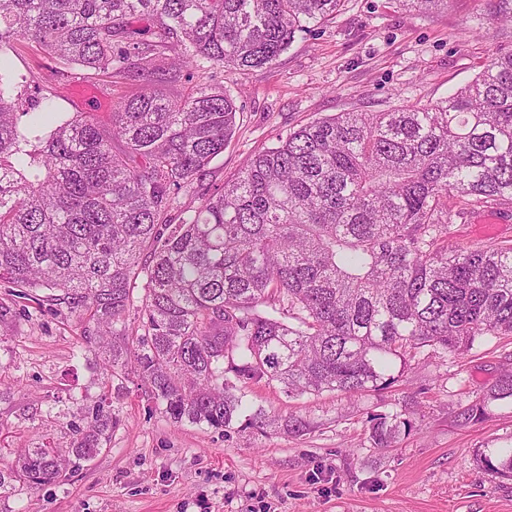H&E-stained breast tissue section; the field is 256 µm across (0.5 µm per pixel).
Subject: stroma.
Instances as JSON below:
<instances>
[{
	"label": "stroma",
	"mask_w": 512,
	"mask_h": 512,
	"mask_svg": "<svg viewBox=\"0 0 512 512\" xmlns=\"http://www.w3.org/2000/svg\"><path fill=\"white\" fill-rule=\"evenodd\" d=\"M480 0H451L420 14L402 0H344L335 19L297 36L271 66L214 67L168 84L171 96L217 83L240 111L223 154L210 165L203 191L230 180L247 157L318 117L338 112H390L436 103L471 82L498 54L512 52V29L473 28ZM8 61L0 84L23 94L28 108L104 116L144 83L87 77L31 44L0 46ZM512 244V212L485 204L457 215L449 248ZM0 301L17 316L0 326V467L17 451L61 441L72 412L105 397L119 418L106 450L57 484L0 499V512H512V479L480 469V448L512 445V406L468 423L462 406L482 395L503 364L512 336L475 345L465 358L424 351L405 380L383 397L323 394L289 399L252 386L270 414L304 416L302 436L231 435L172 423L137 379L115 389L99 354L76 359L81 326L62 305ZM405 413L413 429L395 447L369 441L374 413Z\"/></svg>",
	"instance_id": "obj_1"
}]
</instances>
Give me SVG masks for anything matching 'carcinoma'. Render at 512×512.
<instances>
[{
  "label": "carcinoma",
  "mask_w": 512,
  "mask_h": 512,
  "mask_svg": "<svg viewBox=\"0 0 512 512\" xmlns=\"http://www.w3.org/2000/svg\"><path fill=\"white\" fill-rule=\"evenodd\" d=\"M342 2L0 0V44L147 81L106 121L75 112L48 127L21 123L22 100L0 92V281L65 305L82 323L75 354L94 349L107 375L148 385L175 424L303 435L309 421L266 417L248 387L382 394L427 347L462 358L485 336H512V246L448 250L461 211L512 205V53L433 106L302 125L167 222L175 192L224 153L239 107L218 85L180 99L164 85L208 64L265 69ZM404 2L435 12L449 0ZM482 2L475 30L512 28V0ZM502 404L511 367L460 416L480 422ZM370 423L375 448L413 427L398 413ZM118 424L105 398L77 408L65 444L0 468V498L62 481ZM476 460L512 477V446Z\"/></svg>",
  "instance_id": "obj_1"
}]
</instances>
